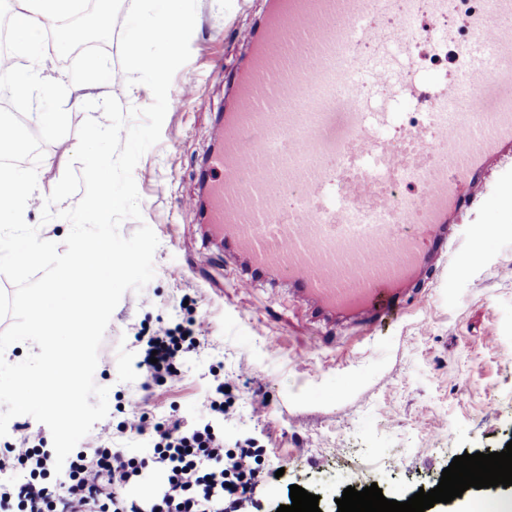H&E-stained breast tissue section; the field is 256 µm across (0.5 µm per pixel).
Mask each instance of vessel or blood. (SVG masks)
Wrapping results in <instances>:
<instances>
[{"label":"vessel or blood","mask_w":512,"mask_h":512,"mask_svg":"<svg viewBox=\"0 0 512 512\" xmlns=\"http://www.w3.org/2000/svg\"><path fill=\"white\" fill-rule=\"evenodd\" d=\"M426 37L457 41L466 66L402 124L390 104L421 97L412 56ZM230 85L207 162V238L248 273L288 281L321 318L381 328L512 149V0L463 17L458 0H269Z\"/></svg>","instance_id":"b4317fda"}]
</instances>
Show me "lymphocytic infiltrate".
<instances>
[{"label":"lymphocytic infiltrate","instance_id":"f902f5d3","mask_svg":"<svg viewBox=\"0 0 512 512\" xmlns=\"http://www.w3.org/2000/svg\"><path fill=\"white\" fill-rule=\"evenodd\" d=\"M204 332L197 319L155 330L137 363L146 381L180 377L185 354ZM127 427L154 434L153 456L140 460L99 438L88 449L73 451L58 471L55 453L44 447L40 433H23L0 448V512H139L124 491L154 475L162 476L165 486L150 512H236L240 494L258 483L252 451H226L223 434L212 424L184 429L176 421L155 423L138 407Z\"/></svg>","mask_w":512,"mask_h":512}]
</instances>
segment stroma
I'll return each instance as SVG.
<instances>
[{
	"instance_id": "1",
	"label": "stroma",
	"mask_w": 512,
	"mask_h": 512,
	"mask_svg": "<svg viewBox=\"0 0 512 512\" xmlns=\"http://www.w3.org/2000/svg\"><path fill=\"white\" fill-rule=\"evenodd\" d=\"M104 72L88 77L86 57L45 39L47 76L69 78L64 107L70 130L44 145L37 192L50 195L73 156L86 116L85 101L116 97L123 108L150 105L142 84L113 81L120 70L118 36L129 0H112ZM267 0H197L191 58L174 75L169 94L195 83L184 107L168 108L159 142L134 169L141 220H125L123 236L139 223L155 232V276L150 302L127 291L113 312L102 342L112 352L94 377L109 389L101 427L114 447L147 458L150 437L130 433L132 403L154 418H178L191 428L210 422L205 403L215 377H232L234 404L219 427L226 448H262L261 483L239 502V512H277L297 485L318 495L323 512H334L347 487L378 485L407 501L419 488L439 483L443 469L466 453L505 450L512 441V213L493 200L512 195V155L494 162L485 196L457 219L451 254L437 259L404 292L397 320L371 330L361 320L326 325L287 286L260 279L242 286L235 254L206 240L186 200L199 193L201 164L214 150L216 118L227 85L215 64L240 65L250 30ZM415 70L425 91L453 75L454 46L419 41ZM485 235L474 240V227ZM480 251L478 264L464 255ZM204 319L206 338L186 354L182 375L144 388L136 368L137 333ZM267 401L264 415L254 399Z\"/></svg>"
}]
</instances>
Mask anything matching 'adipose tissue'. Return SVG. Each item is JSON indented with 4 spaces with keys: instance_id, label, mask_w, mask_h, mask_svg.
<instances>
[{
    "instance_id": "obj_1",
    "label": "adipose tissue",
    "mask_w": 512,
    "mask_h": 512,
    "mask_svg": "<svg viewBox=\"0 0 512 512\" xmlns=\"http://www.w3.org/2000/svg\"><path fill=\"white\" fill-rule=\"evenodd\" d=\"M74 6L75 0H27L25 8L13 13L11 30L25 51L28 76L40 75L45 68L41 32L71 13Z\"/></svg>"
}]
</instances>
